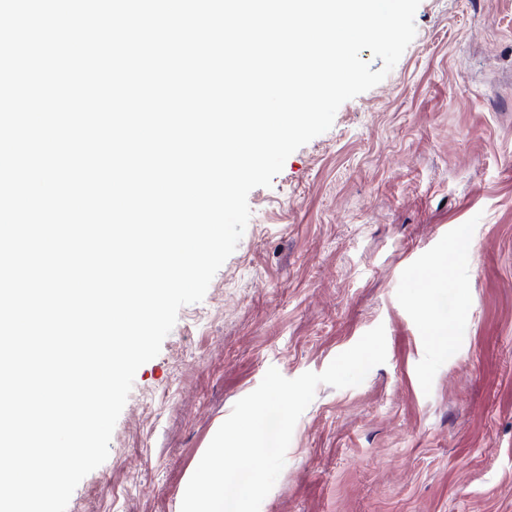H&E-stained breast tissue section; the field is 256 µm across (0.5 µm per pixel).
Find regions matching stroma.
<instances>
[{"label":"stroma","mask_w":512,"mask_h":512,"mask_svg":"<svg viewBox=\"0 0 512 512\" xmlns=\"http://www.w3.org/2000/svg\"><path fill=\"white\" fill-rule=\"evenodd\" d=\"M415 25L249 193L236 250L138 369L67 512H174L268 368L322 372L379 325L385 363L318 386L260 512H512V0H421ZM442 255L452 280L422 293Z\"/></svg>","instance_id":"1"}]
</instances>
